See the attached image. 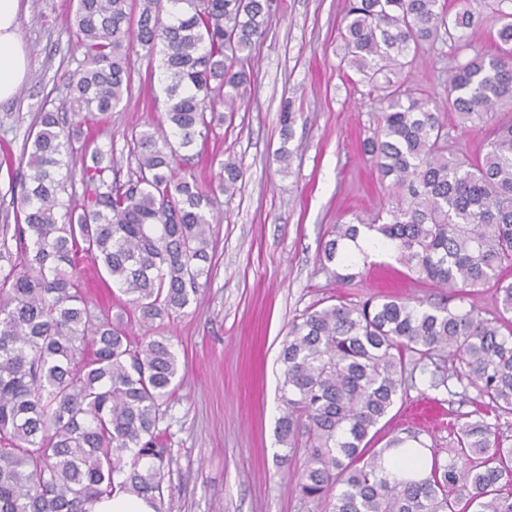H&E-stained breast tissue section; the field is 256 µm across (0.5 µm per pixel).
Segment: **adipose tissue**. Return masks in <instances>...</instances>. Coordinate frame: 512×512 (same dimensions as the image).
Masks as SVG:
<instances>
[{"label":"adipose tissue","mask_w":512,"mask_h":512,"mask_svg":"<svg viewBox=\"0 0 512 512\" xmlns=\"http://www.w3.org/2000/svg\"><path fill=\"white\" fill-rule=\"evenodd\" d=\"M20 0H0V102L15 96L26 69V51L18 34Z\"/></svg>","instance_id":"ef3b65f1"}]
</instances>
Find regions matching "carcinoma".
I'll list each match as a JSON object with an SVG mask.
<instances>
[{
	"label": "carcinoma",
	"mask_w": 512,
	"mask_h": 512,
	"mask_svg": "<svg viewBox=\"0 0 512 512\" xmlns=\"http://www.w3.org/2000/svg\"><path fill=\"white\" fill-rule=\"evenodd\" d=\"M497 0L498 53L475 54L449 75L448 105L403 88L411 49L455 38L473 24L447 17L440 0H353L340 32L343 60L383 106L364 141L379 175L398 190L386 216L334 225L324 258L339 283L358 275L341 252L365 230L415 279L446 288L461 306L378 296L310 308L289 326L279 356L284 410L279 442L308 449L295 484L324 512H512V445L484 420L512 413V11ZM271 0H76L81 51L60 76L66 103L44 108L24 135L26 174L0 209V512H87L129 492L163 512L168 449L162 406L183 380L166 336L136 340L99 318L81 295L74 256L89 253L126 296L138 323L155 329L198 301L210 276L211 195L184 165L198 141L235 112L250 83L244 63ZM163 53L167 128L131 130L128 174L83 130L84 113L107 117L129 94L130 55ZM228 109V115L218 107ZM480 131L488 150L472 161L448 153V113ZM216 189L243 177L219 161ZM81 194H76V187ZM492 285L497 316L462 302ZM451 361L441 369L436 361ZM421 375L429 388L465 380L481 399L456 432L448 460L421 479L390 481L370 431Z\"/></svg>",
	"instance_id": "obj_1"
}]
</instances>
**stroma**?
<instances>
[{
  "instance_id": "1",
  "label": "stroma",
  "mask_w": 512,
  "mask_h": 512,
  "mask_svg": "<svg viewBox=\"0 0 512 512\" xmlns=\"http://www.w3.org/2000/svg\"><path fill=\"white\" fill-rule=\"evenodd\" d=\"M349 0H273L266 31L251 51V83L232 123L210 135L190 173L202 187L216 180L213 158L235 157L244 171L233 196H218L211 229V274L197 304L160 327L178 354L184 380L164 406L165 512H317L293 489L306 450L287 451L277 442L283 407L279 354L289 324L313 305L356 303L395 284L397 296L444 302L445 289L419 282L389 253L373 255L351 282H336L323 247L331 227L358 216L371 219L395 201L363 152L379 116V95L340 62L339 33ZM71 0H21L19 33L27 72L15 97L0 102V192L18 172L23 136L47 100L62 103L60 81L71 67ZM488 14L464 30L460 44L419 48L401 79L425 89L437 103L448 97V74L475 53H494ZM160 56L131 57L128 99L101 123L97 143L111 149L126 168L125 140L131 130L161 120L150 106L161 90ZM295 116L293 155L282 165L280 113ZM79 275L84 297L97 316L125 323L142 336L83 258ZM479 404L475 390L451 382L428 389L417 380L404 401L380 422L369 446L379 449L394 436L414 431L430 453L447 459L455 431Z\"/></svg>"
}]
</instances>
